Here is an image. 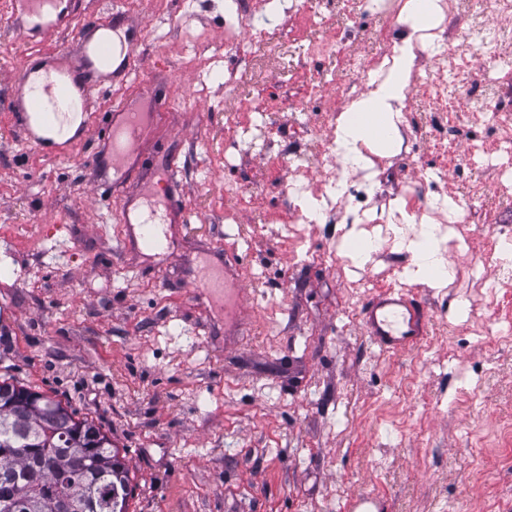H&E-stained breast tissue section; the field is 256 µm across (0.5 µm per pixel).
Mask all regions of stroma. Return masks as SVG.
Segmentation results:
<instances>
[{
    "mask_svg": "<svg viewBox=\"0 0 512 512\" xmlns=\"http://www.w3.org/2000/svg\"><path fill=\"white\" fill-rule=\"evenodd\" d=\"M224 2L121 0L112 32L137 40L136 68L93 92L91 130L67 157L26 142L8 104L22 60L72 47L75 27L107 18L111 0H62L58 31L30 43L11 0H0V380L106 432L130 469L129 512H340L362 491L387 495L393 512H491L493 496L512 494V457L480 451L512 418V348L473 326L512 317V303L495 306L463 280L440 290L409 282L429 332L385 353L363 325L379 289L352 287L335 249L347 224L306 225L300 249L288 239L297 165L342 161L326 149L320 116L350 104L342 87L357 74L343 59L385 50L375 21L363 0H322L323 30L292 14L268 19L261 42L229 57L247 71L228 89L223 73L184 66L192 42L148 32L161 12L223 47ZM203 80L212 94L198 103L190 92ZM122 99L135 112L167 108L127 155L129 177L105 190L98 179L114 167L99 137ZM258 131L261 150L251 145ZM401 131L410 153L344 177L369 184L373 213L398 204L413 217L438 194L456 197L481 249L512 218V199H468L489 178L470 152L479 126L448 128L464 156L440 177L427 88L408 90ZM388 167L397 177L380 180ZM174 189L184 207L168 211L162 246L146 251L124 209L164 207ZM238 264L244 312L228 324L201 276Z\"/></svg>",
    "mask_w": 512,
    "mask_h": 512,
    "instance_id": "1",
    "label": "stroma"
}]
</instances>
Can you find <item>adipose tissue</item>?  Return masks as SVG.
I'll use <instances>...</instances> for the list:
<instances>
[{
    "instance_id": "adipose-tissue-1",
    "label": "adipose tissue",
    "mask_w": 512,
    "mask_h": 512,
    "mask_svg": "<svg viewBox=\"0 0 512 512\" xmlns=\"http://www.w3.org/2000/svg\"><path fill=\"white\" fill-rule=\"evenodd\" d=\"M404 21L411 30L408 42L398 48L386 77L369 93L354 100L338 119L336 143L344 158L364 167L370 156L383 157L400 148V112L407 81L413 66L414 46L428 47L429 29L436 26L440 9L436 0H407ZM444 236L429 223L410 238L396 242L398 250L410 253L409 277L431 288L450 282L441 253Z\"/></svg>"
}]
</instances>
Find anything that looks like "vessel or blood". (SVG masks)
I'll return each instance as SVG.
<instances>
[{"instance_id":"1","label":"vessel or blood","mask_w":512,"mask_h":512,"mask_svg":"<svg viewBox=\"0 0 512 512\" xmlns=\"http://www.w3.org/2000/svg\"><path fill=\"white\" fill-rule=\"evenodd\" d=\"M21 19L17 27L25 38L34 35L49 36L57 25L53 22L32 28L27 20L40 15L48 0H18ZM109 21L98 24L85 23L75 33L77 52L61 50L44 58L46 69L53 71L54 80L45 88L31 84L30 69H23L13 94L10 109L15 124L23 131L26 140L41 145L40 129L54 127L61 108H73L88 113L89 98L95 86L109 80L110 75L102 69L113 53L111 41L101 37V30L109 28ZM145 129L137 114L118 112L117 118L109 125L103 139V146L111 151L113 159H121L129 144L143 139ZM164 215L155 213L140 224L143 244L155 248L161 244V226ZM364 327L372 341L384 352L405 351L416 346L426 334L427 320L423 306L402 289H388L380 292L365 308ZM387 496L377 493L351 495L342 507V512H390Z\"/></svg>"}]
</instances>
